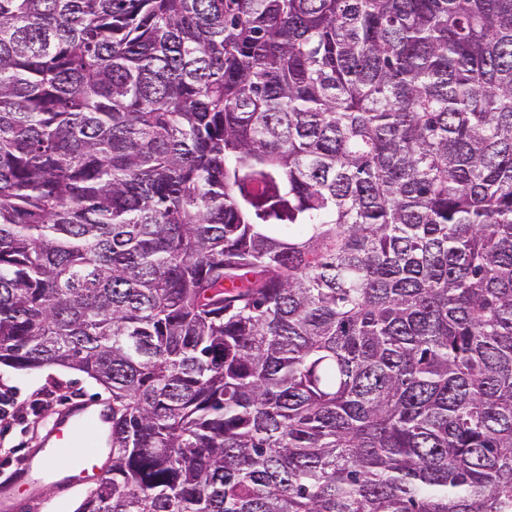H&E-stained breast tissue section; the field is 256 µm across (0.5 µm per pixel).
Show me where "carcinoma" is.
<instances>
[{
  "instance_id": "obj_1",
  "label": "carcinoma",
  "mask_w": 512,
  "mask_h": 512,
  "mask_svg": "<svg viewBox=\"0 0 512 512\" xmlns=\"http://www.w3.org/2000/svg\"><path fill=\"white\" fill-rule=\"evenodd\" d=\"M0 363L75 512H512V0H0ZM45 400L51 402L50 406L45 415H39ZM97 400L106 404L109 393L77 371L50 366L25 372L0 365V412L7 408L11 415L15 414L2 422L8 417V413L3 412L0 419V492L24 465L27 456L37 453L43 448L42 444L56 445L58 447L52 449L57 450L68 441L75 425L83 418L87 417L107 433L110 430L106 427L110 423L107 413L91 404L73 407L72 420L67 415L57 417L72 404ZM16 444L24 448H13Z\"/></svg>"
}]
</instances>
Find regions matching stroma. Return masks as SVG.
I'll return each mask as SVG.
<instances>
[{
	"mask_svg": "<svg viewBox=\"0 0 512 512\" xmlns=\"http://www.w3.org/2000/svg\"><path fill=\"white\" fill-rule=\"evenodd\" d=\"M109 395L83 374L55 366L18 371L0 365V411L10 419L0 422V486L9 483L23 458L37 453L47 424L75 403L108 401ZM35 499L21 512H75L88 487L76 482L62 491L60 476L39 471Z\"/></svg>",
	"mask_w": 512,
	"mask_h": 512,
	"instance_id": "stroma-1",
	"label": "stroma"
}]
</instances>
